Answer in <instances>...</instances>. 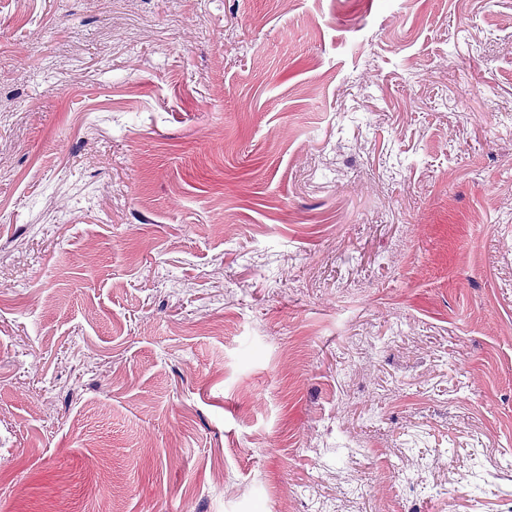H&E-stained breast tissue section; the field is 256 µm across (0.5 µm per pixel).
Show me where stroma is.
Listing matches in <instances>:
<instances>
[{"instance_id": "1", "label": "stroma", "mask_w": 512, "mask_h": 512, "mask_svg": "<svg viewBox=\"0 0 512 512\" xmlns=\"http://www.w3.org/2000/svg\"><path fill=\"white\" fill-rule=\"evenodd\" d=\"M0 512H512V0H0Z\"/></svg>"}]
</instances>
